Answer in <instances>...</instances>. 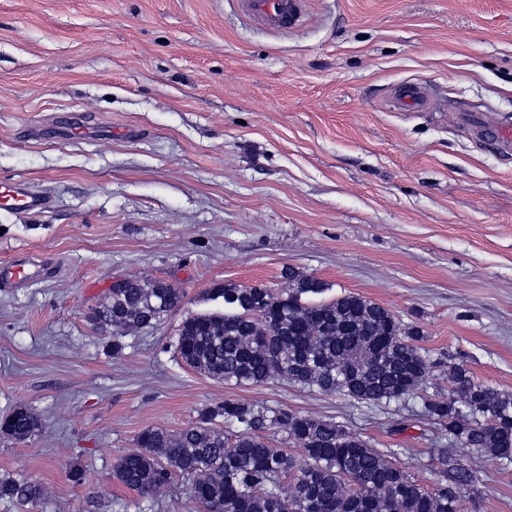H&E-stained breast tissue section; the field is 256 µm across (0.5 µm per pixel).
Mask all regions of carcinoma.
I'll return each instance as SVG.
<instances>
[{
	"mask_svg": "<svg viewBox=\"0 0 512 512\" xmlns=\"http://www.w3.org/2000/svg\"><path fill=\"white\" fill-rule=\"evenodd\" d=\"M288 287L214 288L209 300L224 308L186 318L176 351L190 367L228 386L280 378L302 388L339 393L379 406L419 398L448 440L470 454L512 458V393L475 380L463 363L448 364V395H425L430 361L419 342L424 332L405 326L386 307L357 294L328 302L308 298L325 284L294 269ZM182 300L176 288L130 281L110 291L93 314L104 331L154 326ZM319 325L317 333L308 324ZM236 425L234 438L213 428L216 419ZM39 417L17 410L0 420L13 438L39 431ZM286 434L301 452L270 445L267 431ZM426 490L363 436L332 420L282 408L256 409L226 399L206 407L196 424L152 428L137 449L121 455L113 477L141 494L190 481L199 512H462V490L474 471L461 457L441 456ZM40 484L0 478V499L35 503Z\"/></svg>",
	"mask_w": 512,
	"mask_h": 512,
	"instance_id": "cac0c4a2",
	"label": "carcinoma"
}]
</instances>
